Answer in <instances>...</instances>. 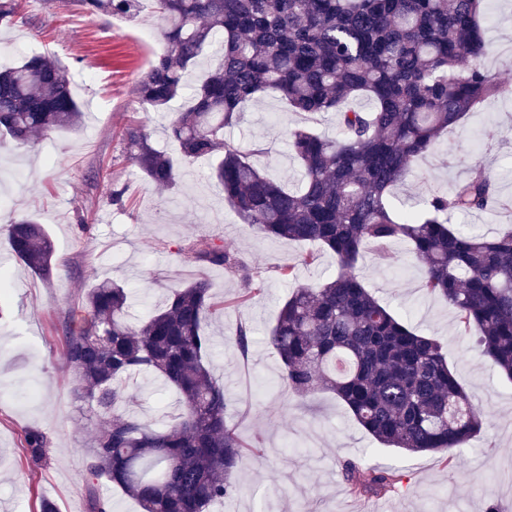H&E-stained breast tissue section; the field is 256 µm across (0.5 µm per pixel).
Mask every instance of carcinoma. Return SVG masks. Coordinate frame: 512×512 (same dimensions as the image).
I'll return each instance as SVG.
<instances>
[{"label": "carcinoma", "instance_id": "cac0c4a2", "mask_svg": "<svg viewBox=\"0 0 512 512\" xmlns=\"http://www.w3.org/2000/svg\"><path fill=\"white\" fill-rule=\"evenodd\" d=\"M91 16L134 18L145 0H78ZM162 23V52L136 84L141 104L163 109L183 99L168 127L186 163L213 161L212 179L249 229L316 243L336 257V275L298 285L267 337L282 363L280 384L307 399L328 390L380 445L442 453L452 464L481 432L483 418L456 380L443 347L371 292L356 273L369 250L403 242L425 290L443 298L476 335L475 350L512 381V229L492 236L451 223L497 203L495 181L478 162L446 194L396 212L390 196L441 135L506 90L484 68V0H150ZM208 49L221 62L190 93L185 75ZM266 91L294 112L333 115L340 135L289 132L301 182L264 175L224 137V128ZM359 96L367 108H350ZM82 112L65 70L49 55L0 69V136L27 145L58 129L76 131ZM130 159L156 187L174 189L180 170L141 127L124 131ZM16 258L52 276L54 245L32 216L9 224ZM203 267H243L224 244L187 247ZM129 292L106 281L89 289L85 317L64 326L77 396L96 420L87 467L88 512H110L97 493L107 481L142 512H210L237 491L245 442L225 418L227 394L208 357L212 317L224 312L208 282L171 291L164 306L128 322ZM157 375L179 395L181 414L161 430L141 420L122 383ZM30 463L48 455L46 436L24 434ZM354 496L396 489L397 471L369 458L344 463Z\"/></svg>", "mask_w": 512, "mask_h": 512}]
</instances>
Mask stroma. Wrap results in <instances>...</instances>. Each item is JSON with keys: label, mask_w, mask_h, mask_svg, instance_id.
<instances>
[{"label": "stroma", "mask_w": 512, "mask_h": 512, "mask_svg": "<svg viewBox=\"0 0 512 512\" xmlns=\"http://www.w3.org/2000/svg\"><path fill=\"white\" fill-rule=\"evenodd\" d=\"M22 17L0 27V68L18 65L7 50L29 45L65 68L83 112L79 131L59 130L26 147L0 141V252L6 250L4 222L36 217L55 243L57 271L44 281L18 260L0 266L7 288L0 295V512H38L40 499L58 512H86V465L96 425L74 394L65 358L61 324L83 314L89 288L111 281L132 295L128 311L138 322L163 304L172 289L206 278L222 316L208 323L214 344L212 371L227 389V420L245 440H260L261 456H247L235 481L236 494L213 512H512V382L476 354L475 336L464 331L442 299L428 295L422 274L406 245L389 257L367 254L357 274L383 302L400 311L417 332L435 337L460 385L478 403L486 423L456 466L441 454L406 455L380 447L353 419L345 405L324 391L303 401L275 389L281 361L267 344L278 307L295 284L314 283L336 271L329 251L308 243L282 241L255 233L242 223L207 179L208 161L184 168L178 188L162 190L142 179L126 152L123 132L141 125L153 145L175 147L165 128L168 110L138 103L139 76L162 48L160 21L151 8L137 20L93 17L77 0H19ZM489 47L483 59L494 77H512V0H488L482 23ZM333 137L334 117H306L289 110L274 94L259 96L224 135L274 179L291 184L299 165L290 156L288 132L298 126ZM262 153H255V145ZM456 164H449V155ZM480 162L497 183L500 205L454 216L457 224L492 235L512 227V92L487 99L445 134L434 151L393 190L394 205L407 198L447 192ZM122 190L113 201V190ZM215 238L243 262L238 273L193 263L188 245ZM314 264H303L305 254ZM296 268L295 281L281 268ZM258 292L241 295L246 282ZM250 330L248 355L231 341L238 326ZM143 420L161 428L180 409L175 390L153 377L128 382ZM44 433L50 458L33 466L24 455L26 430ZM371 455L402 476L396 491L350 496L341 465Z\"/></svg>", "instance_id": "35a3bbf8"}]
</instances>
